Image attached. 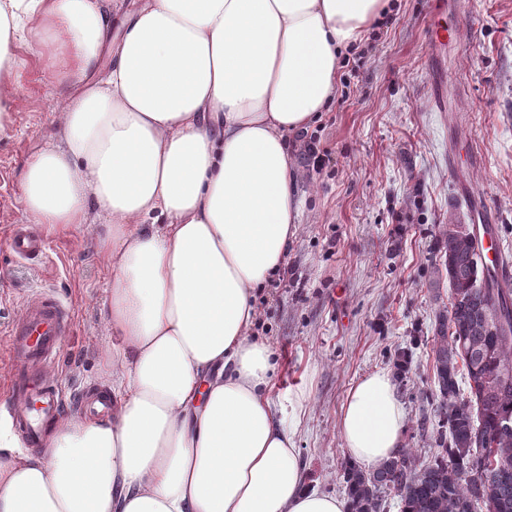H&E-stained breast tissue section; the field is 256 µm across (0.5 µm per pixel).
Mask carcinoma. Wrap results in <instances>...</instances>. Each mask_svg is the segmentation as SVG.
Masks as SVG:
<instances>
[{"label":"carcinoma","instance_id":"1","mask_svg":"<svg viewBox=\"0 0 512 512\" xmlns=\"http://www.w3.org/2000/svg\"><path fill=\"white\" fill-rule=\"evenodd\" d=\"M480 231L464 242L440 243L455 253L454 271L440 263L434 282L448 276L451 309L438 333L448 371L438 372L440 416L448 430L434 436L441 448L414 480V455L402 451L376 473L344 470L351 512H384L381 490L394 489L402 512H512V288L496 270L484 265ZM470 382V395L460 396L459 368ZM479 457L505 461L504 473L485 483L465 481L460 474Z\"/></svg>","mask_w":512,"mask_h":512}]
</instances>
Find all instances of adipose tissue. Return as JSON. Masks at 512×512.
Instances as JSON below:
<instances>
[{"label": "adipose tissue", "mask_w": 512, "mask_h": 512, "mask_svg": "<svg viewBox=\"0 0 512 512\" xmlns=\"http://www.w3.org/2000/svg\"><path fill=\"white\" fill-rule=\"evenodd\" d=\"M385 6L141 0L110 46L107 0H0V134L12 41L53 47L66 89L22 173L25 213L51 232L92 225L112 269V414L60 422L38 456L0 422V512H349L310 487L269 395L272 352L249 332L300 221L288 140ZM405 421L391 372L368 374L341 406L345 456L382 467Z\"/></svg>", "instance_id": "adipose-tissue-1"}]
</instances>
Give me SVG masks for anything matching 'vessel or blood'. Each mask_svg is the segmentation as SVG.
<instances>
[{
	"label": "vessel or blood",
	"mask_w": 512,
	"mask_h": 512,
	"mask_svg": "<svg viewBox=\"0 0 512 512\" xmlns=\"http://www.w3.org/2000/svg\"><path fill=\"white\" fill-rule=\"evenodd\" d=\"M456 35L447 8L437 5L425 41L430 54L444 57ZM8 246L15 257L27 260L44 257L47 249L43 235L26 224L13 225ZM72 321L69 307L55 294L43 292L23 306L8 327L6 347L13 364L0 406L13 418L28 447H42L44 425L62 409L60 388L49 372L57 364Z\"/></svg>",
	"instance_id": "vessel-or-blood-1"
}]
</instances>
